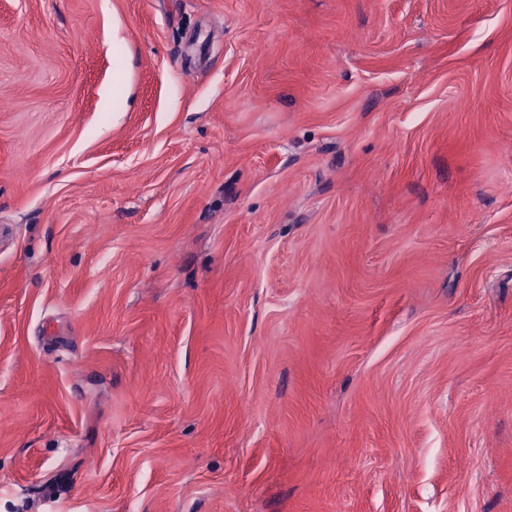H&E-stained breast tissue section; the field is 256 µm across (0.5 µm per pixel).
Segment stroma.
Returning a JSON list of instances; mask_svg holds the SVG:
<instances>
[{"label":"stroma","mask_w":512,"mask_h":512,"mask_svg":"<svg viewBox=\"0 0 512 512\" xmlns=\"http://www.w3.org/2000/svg\"><path fill=\"white\" fill-rule=\"evenodd\" d=\"M1 97L0 512H512V0H0Z\"/></svg>","instance_id":"1"}]
</instances>
